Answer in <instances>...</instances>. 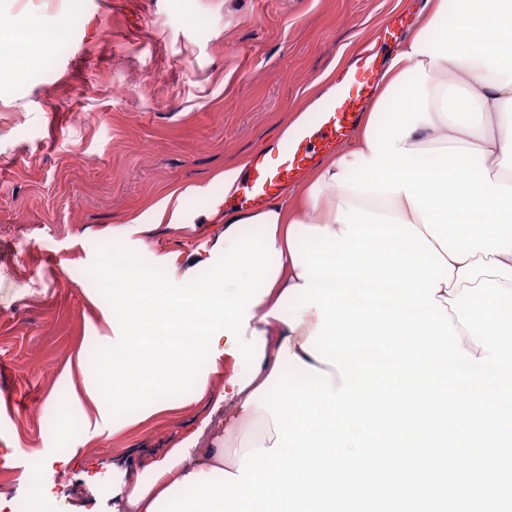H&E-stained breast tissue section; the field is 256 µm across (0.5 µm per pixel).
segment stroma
Instances as JSON below:
<instances>
[{
    "label": "stroma",
    "instance_id": "35a3bbf8",
    "mask_svg": "<svg viewBox=\"0 0 512 512\" xmlns=\"http://www.w3.org/2000/svg\"><path fill=\"white\" fill-rule=\"evenodd\" d=\"M396 0H0V31L64 27L0 83V483L6 512L52 490L105 502L112 460L150 458L204 415L193 383L155 411L96 407L89 356L112 347L101 270L119 248L160 288L224 271L225 169L278 142L341 47L370 46ZM183 190L177 223L152 208ZM12 448H40L39 484ZM81 449L84 467L56 457Z\"/></svg>",
    "mask_w": 512,
    "mask_h": 512
}]
</instances>
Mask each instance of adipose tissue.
<instances>
[{
    "mask_svg": "<svg viewBox=\"0 0 512 512\" xmlns=\"http://www.w3.org/2000/svg\"><path fill=\"white\" fill-rule=\"evenodd\" d=\"M378 99L388 105L386 121L367 114L353 147L322 162L301 189L225 215L221 278L158 288L136 265L120 272L112 351L90 398L116 405L135 392L163 411L167 393L191 380L208 412L161 455L113 461L112 512H147L190 479L236 472L224 460V436L259 415V395L284 365H318L342 387L334 365L304 349L316 310L281 314L301 282L287 244L301 224L341 232L338 210L349 204L398 217L453 265L440 296L483 279L512 290V0H425ZM245 225L259 235L244 238ZM202 357L229 367L217 395L197 372Z\"/></svg>",
    "mask_w": 512,
    "mask_h": 512,
    "instance_id": "adipose-tissue-1",
    "label": "adipose tissue"
}]
</instances>
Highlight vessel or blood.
Wrapping results in <instances>:
<instances>
[{"label":"vessel or blood","mask_w":512,"mask_h":512,"mask_svg":"<svg viewBox=\"0 0 512 512\" xmlns=\"http://www.w3.org/2000/svg\"><path fill=\"white\" fill-rule=\"evenodd\" d=\"M380 66L378 56L361 49L316 112L292 129L279 148L254 156L238 180L233 205L265 206L312 166L321 151L345 139L374 95Z\"/></svg>","instance_id":"b4317fda"}]
</instances>
